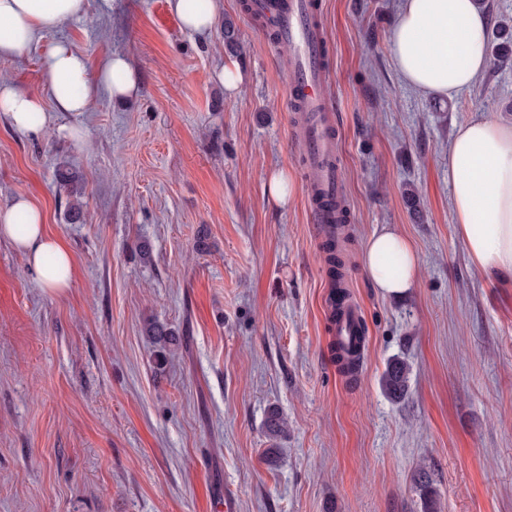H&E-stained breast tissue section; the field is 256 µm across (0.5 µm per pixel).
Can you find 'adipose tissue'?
<instances>
[{
  "label": "adipose tissue",
  "mask_w": 512,
  "mask_h": 512,
  "mask_svg": "<svg viewBox=\"0 0 512 512\" xmlns=\"http://www.w3.org/2000/svg\"><path fill=\"white\" fill-rule=\"evenodd\" d=\"M192 34L207 36L220 0H167ZM87 0H0V59L21 55L47 32L85 16ZM489 18L474 0H402L388 48L396 71L421 94L454 99L488 66ZM49 100L0 80V104L21 133L39 136L53 112H86L100 96L135 95L139 76L119 55L91 65L66 42L41 57ZM53 112H46V105ZM448 181L455 231L471 264L486 278L512 281V123L479 117L460 123L448 143ZM0 237L25 253L42 288L61 292L73 277L68 248L48 234L41 210L28 198L0 208ZM363 267L381 291L399 295L417 282L419 258L408 241L384 229L366 241Z\"/></svg>",
  "instance_id": "ef3b65f1"
}]
</instances>
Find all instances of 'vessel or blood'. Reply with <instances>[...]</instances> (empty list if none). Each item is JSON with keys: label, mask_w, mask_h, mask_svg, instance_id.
<instances>
[{"label": "vessel or blood", "mask_w": 512, "mask_h": 512, "mask_svg": "<svg viewBox=\"0 0 512 512\" xmlns=\"http://www.w3.org/2000/svg\"><path fill=\"white\" fill-rule=\"evenodd\" d=\"M249 14L273 21V31L287 45L293 64L288 73L291 103L301 112L298 142L301 158L313 174L310 186L312 221L333 223L323 206L325 200L345 191L343 171L337 158L338 119L323 94L327 60L318 0H251ZM363 320L356 306L336 317L334 336L339 346L351 348L360 342Z\"/></svg>", "instance_id": "1"}]
</instances>
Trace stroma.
Segmentation results:
<instances>
[{
  "instance_id": "35a3bbf8",
  "label": "stroma",
  "mask_w": 512,
  "mask_h": 512,
  "mask_svg": "<svg viewBox=\"0 0 512 512\" xmlns=\"http://www.w3.org/2000/svg\"><path fill=\"white\" fill-rule=\"evenodd\" d=\"M156 2L89 9L0 59V79L43 97L40 59L61 40L94 62L124 55L140 75L136 96L57 113L36 139L0 112V207L30 198L74 264L69 288L46 291L0 239V512H422V466L439 512H512V285L471 265L448 182L459 123L512 120V62L453 100L427 98L389 55L399 0H320L348 196L340 257L368 328L348 383L287 54L240 0H221L203 40L161 26ZM230 62L243 73L234 95L216 79ZM279 171L294 185L284 204L265 191ZM383 228L419 255L403 295L362 269ZM152 321L181 338L162 364ZM396 357L409 367L401 399L381 386ZM273 406L288 432L272 442ZM414 480L422 500L423 512H437V490L433 485L431 474L420 468L417 470Z\"/></svg>"
}]
</instances>
